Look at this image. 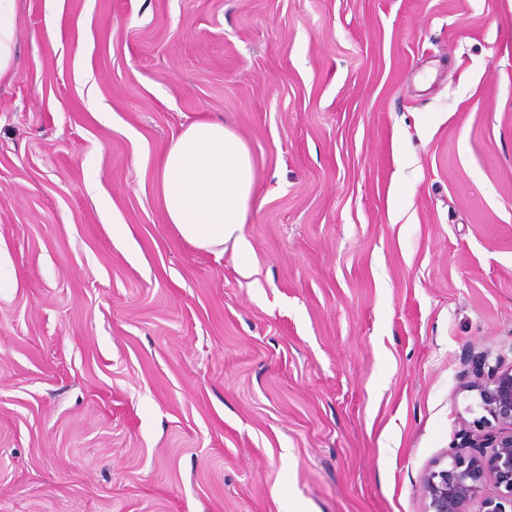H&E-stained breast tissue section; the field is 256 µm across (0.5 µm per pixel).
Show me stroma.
<instances>
[{
	"label": "stroma",
	"mask_w": 512,
	"mask_h": 512,
	"mask_svg": "<svg viewBox=\"0 0 512 512\" xmlns=\"http://www.w3.org/2000/svg\"><path fill=\"white\" fill-rule=\"evenodd\" d=\"M0 512H426L512 364V0H17ZM224 122L253 272L158 157Z\"/></svg>",
	"instance_id": "1"
}]
</instances>
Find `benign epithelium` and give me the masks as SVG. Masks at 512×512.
I'll return each instance as SVG.
<instances>
[{
    "label": "benign epithelium",
    "mask_w": 512,
    "mask_h": 512,
    "mask_svg": "<svg viewBox=\"0 0 512 512\" xmlns=\"http://www.w3.org/2000/svg\"><path fill=\"white\" fill-rule=\"evenodd\" d=\"M467 391L473 421L460 417L458 436L465 451L451 450L448 461L436 462L422 478L428 512H467L466 505L486 486L482 512H512V365L491 366L488 354L471 359Z\"/></svg>",
    "instance_id": "7a95c632"
}]
</instances>
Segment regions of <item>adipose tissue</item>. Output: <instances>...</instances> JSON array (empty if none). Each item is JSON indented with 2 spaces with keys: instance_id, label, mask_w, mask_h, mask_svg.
Wrapping results in <instances>:
<instances>
[{
  "instance_id": "1",
  "label": "adipose tissue",
  "mask_w": 512,
  "mask_h": 512,
  "mask_svg": "<svg viewBox=\"0 0 512 512\" xmlns=\"http://www.w3.org/2000/svg\"><path fill=\"white\" fill-rule=\"evenodd\" d=\"M159 193L168 223L198 249L220 252L233 242L242 273L251 245L242 233L256 173L246 144L220 122H196L161 152Z\"/></svg>"
}]
</instances>
